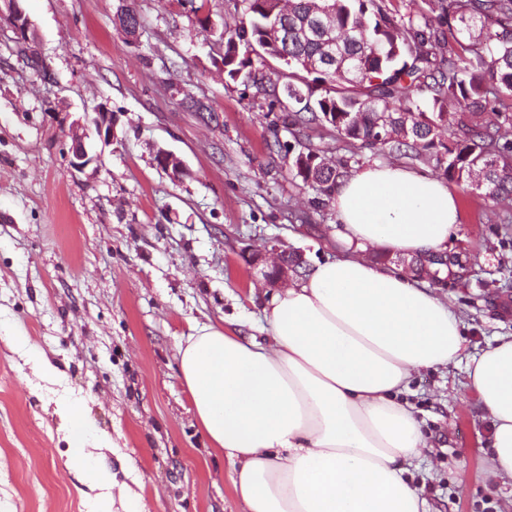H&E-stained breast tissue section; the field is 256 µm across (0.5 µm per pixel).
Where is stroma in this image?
Here are the masks:
<instances>
[{
  "instance_id": "35a3bbf8",
  "label": "stroma",
  "mask_w": 512,
  "mask_h": 512,
  "mask_svg": "<svg viewBox=\"0 0 512 512\" xmlns=\"http://www.w3.org/2000/svg\"><path fill=\"white\" fill-rule=\"evenodd\" d=\"M20 5L34 39L19 43L0 22V512H90L96 492L68 456L60 399L111 435L100 460L139 480L146 512H243L229 461L209 454L188 411L179 343L208 325L260 336L271 289L245 253L276 244L310 264L335 255L333 207L311 209L314 191L295 175L287 103L222 70L233 0H134L133 37L117 20L122 0ZM102 105L115 136L89 134L96 161L74 171L68 125ZM160 149L187 175L159 169ZM458 195L448 249L467 254L473 273L441 293L470 357L512 335V223L499 221L512 204ZM32 346L52 379L34 377ZM408 400L434 445L415 475L431 512H512L488 474V424L465 362L415 375Z\"/></svg>"
}]
</instances>
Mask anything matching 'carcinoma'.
I'll return each mask as SVG.
<instances>
[{
    "instance_id": "carcinoma-1",
    "label": "carcinoma",
    "mask_w": 512,
    "mask_h": 512,
    "mask_svg": "<svg viewBox=\"0 0 512 512\" xmlns=\"http://www.w3.org/2000/svg\"><path fill=\"white\" fill-rule=\"evenodd\" d=\"M278 2L249 0L244 20L228 38L241 47L237 60L225 63L229 80L251 76L247 47L277 22L288 33L281 49L294 64L288 83L311 103L285 117V126L325 127L350 144L430 164L458 185L472 186V174L479 172L478 190L486 198L512 200V0H427L404 12L386 0H336L339 49L332 72L299 82L301 65L320 52L307 34L313 24L309 0H288L282 16L274 13ZM313 158L321 153L308 147L294 167L314 189L310 204L317 209L331 200L349 166L338 159L311 183ZM409 265L432 282L456 285L470 261L450 253L446 265L418 256Z\"/></svg>"
}]
</instances>
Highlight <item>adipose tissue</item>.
Wrapping results in <instances>:
<instances>
[{"label": "adipose tissue", "mask_w": 512, "mask_h": 512, "mask_svg": "<svg viewBox=\"0 0 512 512\" xmlns=\"http://www.w3.org/2000/svg\"><path fill=\"white\" fill-rule=\"evenodd\" d=\"M332 206L345 253L270 296V343L203 328L179 345L181 379L210 448L232 465L244 512H427L413 471L432 443L404 396L415 373L457 363L465 339L451 303L386 257L446 251L459 195L372 162L340 181ZM466 372L490 427V473L512 481V336ZM55 413L97 491L91 512H142L97 464L94 449L109 441L81 404L58 401Z\"/></svg>", "instance_id": "ef3b65f1"}]
</instances>
